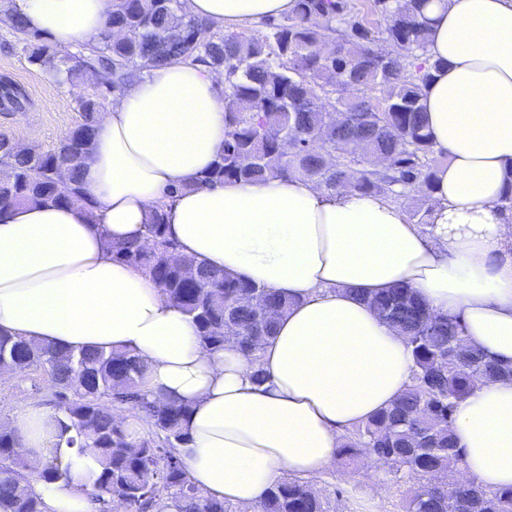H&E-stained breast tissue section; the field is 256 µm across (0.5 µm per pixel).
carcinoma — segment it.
I'll return each mask as SVG.
<instances>
[{
	"label": "carcinoma",
	"mask_w": 512,
	"mask_h": 512,
	"mask_svg": "<svg viewBox=\"0 0 512 512\" xmlns=\"http://www.w3.org/2000/svg\"><path fill=\"white\" fill-rule=\"evenodd\" d=\"M425 0H372L383 17L377 32L354 15L348 0H297L295 12L268 31L220 30L185 11L182 0H112L109 28L122 35L101 38L77 57H61L28 33L21 17L11 35L27 61L60 83L97 75V90L80 98L82 121L50 150L19 152L0 137V212L23 204H62L79 196L81 167L89 158L98 113L107 94L122 93L145 70L176 62L204 64L224 74V149L200 176L179 185L217 186L269 177H303L327 190L353 189L404 198L417 188L432 192L440 153L426 122L423 89L431 77ZM389 43L379 56L375 35ZM341 88L356 91L337 97ZM380 88L373 102L368 92ZM0 98L22 108L24 92L0 82ZM164 215L146 225L151 247L124 243L113 255L141 269L198 326L203 343L235 344L255 356L274 335L288 295L215 271L191 258H172ZM368 306L396 327L411 350L410 383L389 409L343 438L338 457L347 465L375 455L407 486L401 512H512V488L489 490L472 479L430 480L448 472V453L459 454L452 433L456 409L472 390V378L496 382L512 374L466 342L458 318L432 312L407 284L365 297ZM47 376L54 389L66 445L96 450L89 469L92 496L107 512H233L210 500L189 480L177 452L186 440V407L159 405L145 397V366L126 352H73L0 332V361ZM128 406L151 419L152 431L136 439L113 416ZM28 460L17 436L0 427V512H42L31 487L14 473ZM71 469L51 461L38 478L54 483ZM257 512H329L309 482L286 477L270 487Z\"/></svg>",
	"instance_id": "cac0c4a2"
}]
</instances>
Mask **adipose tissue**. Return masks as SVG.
<instances>
[{
  "label": "adipose tissue",
  "mask_w": 512,
  "mask_h": 512,
  "mask_svg": "<svg viewBox=\"0 0 512 512\" xmlns=\"http://www.w3.org/2000/svg\"><path fill=\"white\" fill-rule=\"evenodd\" d=\"M30 33L58 50L108 33L112 0H15ZM297 0H186L233 28L294 13ZM428 55L438 69L422 103L437 149L430 227L380 194L328 191L302 178L181 189L224 145V86L199 64L151 70L101 117L81 195L0 214V330L74 351L138 355L141 388L188 409L179 448L205 497L256 507L283 478L319 476L342 438L407 386L404 336L365 298L409 283L470 344L512 366V227L495 203L512 171V0H428ZM162 211L177 256L192 257L293 303L257 359L205 345L195 323L113 246L143 243ZM41 399L11 416L27 458L60 457L72 477L32 481L44 512H97L93 449L59 447ZM452 431L465 478L512 487V380L477 384Z\"/></svg>",
  "instance_id": "1"
}]
</instances>
